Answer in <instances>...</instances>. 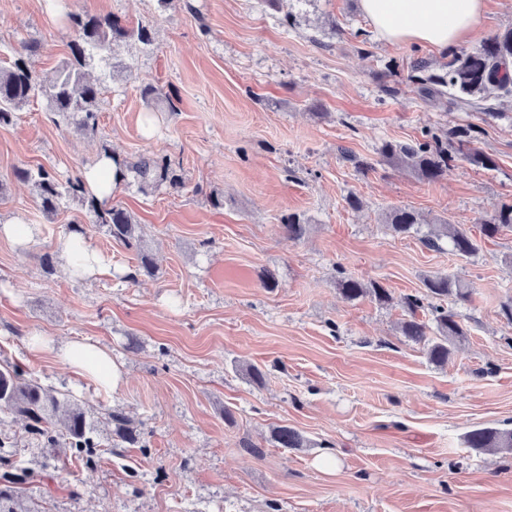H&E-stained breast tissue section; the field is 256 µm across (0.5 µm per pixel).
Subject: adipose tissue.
Instances as JSON below:
<instances>
[{"instance_id":"obj_1","label":"adipose tissue","mask_w":512,"mask_h":512,"mask_svg":"<svg viewBox=\"0 0 512 512\" xmlns=\"http://www.w3.org/2000/svg\"><path fill=\"white\" fill-rule=\"evenodd\" d=\"M378 37L388 43L429 45L445 51L468 40L484 14L485 0H360ZM31 349H55L57 358L113 391L124 374L104 349L83 341L54 346L50 338L34 337Z\"/></svg>"}]
</instances>
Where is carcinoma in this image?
Listing matches in <instances>:
<instances>
[{
  "label": "carcinoma",
  "mask_w": 512,
  "mask_h": 512,
  "mask_svg": "<svg viewBox=\"0 0 512 512\" xmlns=\"http://www.w3.org/2000/svg\"><path fill=\"white\" fill-rule=\"evenodd\" d=\"M71 22L76 28V38L69 45L70 57L51 84L40 83L32 69L31 56L38 49L34 42H22L21 50L16 52L10 66L0 67V124L10 123L16 110L31 98L40 96L45 100L48 111L56 116L54 122L63 121L79 132L94 130L98 119L97 106L105 89L107 74L102 72L92 79L88 77L87 68L106 61L116 43L134 38L146 45L152 41L147 28L139 26L130 29L112 16L76 15ZM511 60L512 28H508L487 38L471 52L455 54L448 61L446 72L429 78L430 86L423 88L422 93L427 96L441 95L443 89L448 87L460 93L455 99L456 106L478 110L494 91L512 94V77L506 72V65ZM474 132V126L461 132L455 146L448 145L447 138L436 134L413 144L385 142L380 154L385 161L403 166L429 182L442 177L448 164L456 159L490 169L495 165L494 158L470 147L475 139ZM130 173L134 174L143 189L164 183L174 188L183 184L182 174L170 162L151 155L141 157L129 167L116 162L115 187H120ZM16 176L23 181L33 182L44 212H55L65 196L77 197L85 206L88 223L106 229L113 240L127 247L139 245L134 217L123 207L89 194L83 177L63 179L43 167L35 171L19 168ZM386 224L397 235H409L418 231L420 219L414 212L400 208L388 214ZM480 224L481 233L488 238L505 230L512 232V205L500 206L491 219L482 220ZM281 228L290 241L300 239L305 233V224L296 214L288 215ZM443 236L449 238L450 251L458 257L468 258L479 250L477 240L467 231L455 229L450 232L446 224L443 225V233L427 234L422 237V242L428 248L438 249ZM138 257L137 268L128 274V278L135 280L140 275H155L157 267L151 256L140 249ZM424 286L432 302L426 304L423 298L415 295L404 296L408 318L402 322L401 333L408 341L422 348L429 362L441 366L448 362L454 342L464 338L466 333L455 320V315L440 305V301L453 297L465 302L470 300L472 291L460 280L448 275L428 277L424 280ZM337 289L348 302L366 297L383 304L391 300L388 290L379 283H365L349 275L338 278ZM426 306L432 315L430 324L417 318V311ZM0 411L24 418L30 433L42 439L48 448H57L61 438L67 439L72 448L95 447L94 424L87 420L86 412L76 402L25 378L23 372L7 361L0 364ZM111 421L119 438L135 440L136 434L128 417L114 413ZM272 439L282 448L307 447V440L287 425L273 429ZM465 444L476 450L512 451V429L476 428L467 433ZM36 477L38 473L33 470L24 472L20 477L3 475V480L10 486L0 488V512H18V492L12 485Z\"/></svg>",
  "instance_id": "obj_1"
}]
</instances>
